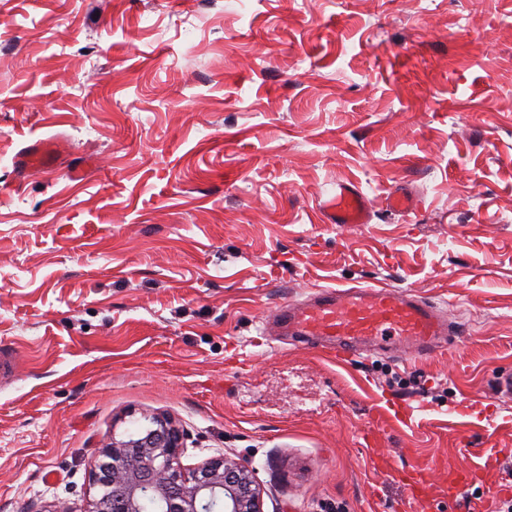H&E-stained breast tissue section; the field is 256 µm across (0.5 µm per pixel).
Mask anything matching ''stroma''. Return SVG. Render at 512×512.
Returning <instances> with one entry per match:
<instances>
[{
	"label": "stroma",
	"mask_w": 512,
	"mask_h": 512,
	"mask_svg": "<svg viewBox=\"0 0 512 512\" xmlns=\"http://www.w3.org/2000/svg\"><path fill=\"white\" fill-rule=\"evenodd\" d=\"M32 139L69 146L15 180ZM82 168L80 181L69 172ZM371 223L330 224L337 182ZM402 189L415 212L387 209ZM380 283L457 328L420 359L266 337ZM0 512H86L167 412L264 512L512 498V0H0ZM464 472L460 501L444 502Z\"/></svg>",
	"instance_id": "obj_1"
}]
</instances>
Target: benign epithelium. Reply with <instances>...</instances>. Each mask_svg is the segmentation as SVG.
<instances>
[{
  "instance_id": "7a95c632",
  "label": "benign epithelium",
  "mask_w": 512,
  "mask_h": 512,
  "mask_svg": "<svg viewBox=\"0 0 512 512\" xmlns=\"http://www.w3.org/2000/svg\"><path fill=\"white\" fill-rule=\"evenodd\" d=\"M183 429L165 414L127 439H112L98 451L90 475L96 495L86 512H140L153 495L161 512H263V489L254 470L221 452L188 466Z\"/></svg>"
}]
</instances>
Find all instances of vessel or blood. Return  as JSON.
<instances>
[{"mask_svg": "<svg viewBox=\"0 0 512 512\" xmlns=\"http://www.w3.org/2000/svg\"><path fill=\"white\" fill-rule=\"evenodd\" d=\"M66 151L56 141L33 142L18 159L19 172H52ZM324 208L333 224H367L373 218L370 201L351 182L338 183ZM275 328L291 336L320 338L338 356L380 345L397 354L423 356L452 333L446 315L436 307L381 284L313 289L302 303L279 309L263 330Z\"/></svg>", "mask_w": 512, "mask_h": 512, "instance_id": "b4317fda", "label": "vessel or blood"}]
</instances>
